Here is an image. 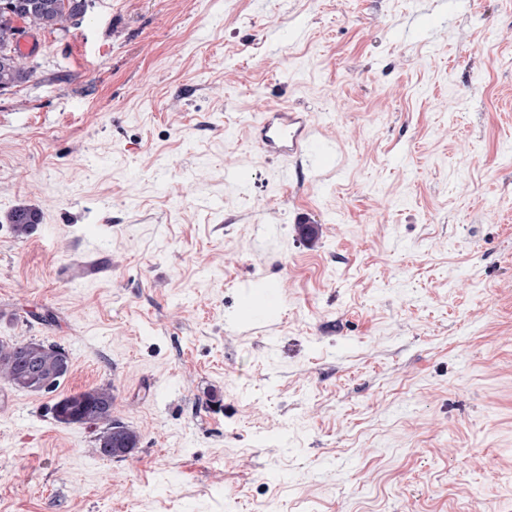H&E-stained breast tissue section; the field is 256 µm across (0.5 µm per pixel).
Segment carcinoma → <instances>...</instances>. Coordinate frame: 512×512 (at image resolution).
<instances>
[{"label": "carcinoma", "instance_id": "1", "mask_svg": "<svg viewBox=\"0 0 512 512\" xmlns=\"http://www.w3.org/2000/svg\"><path fill=\"white\" fill-rule=\"evenodd\" d=\"M88 0H0V91L18 87L34 77V69L25 65L17 52L18 38L23 26L43 32L66 31L87 11ZM14 235L30 236L40 223L38 210L22 206L7 216ZM37 351L40 370L36 374L25 371L20 360ZM58 345L29 341L12 343L0 341V379L15 389L40 391L43 384L58 385L69 372ZM114 394L112 384H101L81 393L61 398L53 407V416L59 423H70L87 418L99 429L97 443L106 442L113 448L135 449L139 435L131 427L112 419Z\"/></svg>", "mask_w": 512, "mask_h": 512}]
</instances>
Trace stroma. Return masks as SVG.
<instances>
[{"mask_svg":"<svg viewBox=\"0 0 512 512\" xmlns=\"http://www.w3.org/2000/svg\"><path fill=\"white\" fill-rule=\"evenodd\" d=\"M23 37L0 340L71 368L0 380V512H512V0H89ZM270 107L337 166L283 181ZM103 383L124 458L51 412ZM7 223L17 238L30 236L40 223V215L37 209L22 206L7 216ZM239 288L245 292L242 304L251 311V318L254 320H271L277 315V291L279 284L276 282H265L260 292L251 289V280L243 279L239 282ZM60 349L58 345H46L37 341L19 344L1 340L0 379L22 391H41L45 382H51L56 387L68 374L70 367L69 359H64ZM34 350L37 351L40 361L37 374H31L20 366V360Z\"/></svg>","mask_w":512,"mask_h":512,"instance_id":"1","label":"stroma"}]
</instances>
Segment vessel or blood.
Segmentation results:
<instances>
[{"label": "vessel or blood", "mask_w": 512, "mask_h": 512, "mask_svg": "<svg viewBox=\"0 0 512 512\" xmlns=\"http://www.w3.org/2000/svg\"><path fill=\"white\" fill-rule=\"evenodd\" d=\"M260 148L284 163H304L321 169L334 164L332 146L314 149L315 137L306 113L289 108H269L260 115ZM243 289V305L255 320H270L277 315L278 283H265L261 291H253L250 280L239 283Z\"/></svg>", "instance_id": "vessel-or-blood-1"}]
</instances>
